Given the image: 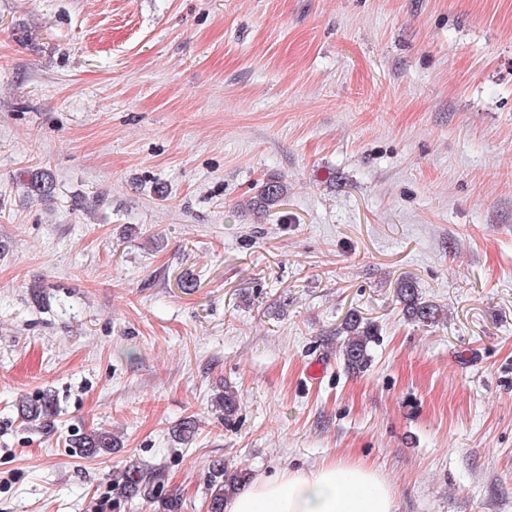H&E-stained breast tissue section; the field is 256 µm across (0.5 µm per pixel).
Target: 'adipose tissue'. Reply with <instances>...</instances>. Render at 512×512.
Here are the masks:
<instances>
[{
	"label": "adipose tissue",
	"instance_id": "obj_1",
	"mask_svg": "<svg viewBox=\"0 0 512 512\" xmlns=\"http://www.w3.org/2000/svg\"><path fill=\"white\" fill-rule=\"evenodd\" d=\"M224 512H396V500L370 465L330 459L255 479L226 499Z\"/></svg>",
	"mask_w": 512,
	"mask_h": 512
}]
</instances>
